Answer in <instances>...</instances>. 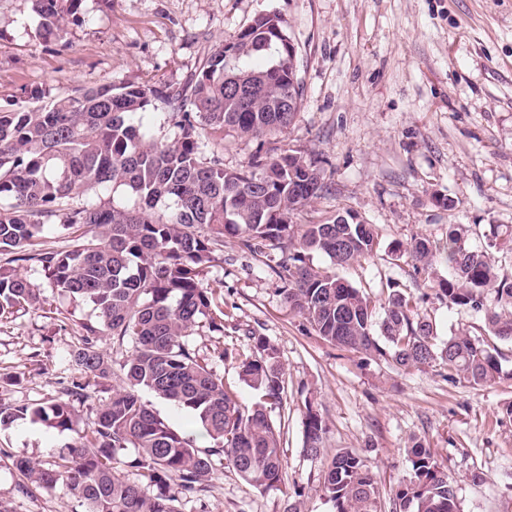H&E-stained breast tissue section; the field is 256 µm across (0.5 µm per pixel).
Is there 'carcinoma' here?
<instances>
[{
	"instance_id": "obj_1",
	"label": "carcinoma",
	"mask_w": 512,
	"mask_h": 512,
	"mask_svg": "<svg viewBox=\"0 0 512 512\" xmlns=\"http://www.w3.org/2000/svg\"><path fill=\"white\" fill-rule=\"evenodd\" d=\"M81 0H35L44 32L65 34V17ZM0 109V253L30 263L58 294L94 305L96 321L81 324V344L71 353L76 376L64 396L17 406L0 403V425L30 418L60 432L74 430V403L95 399L111 377L98 336L108 334L133 351L122 385L102 401L91 427L52 461L12 459L24 479L60 489L82 512H181L182 500L207 491L217 466L234 470L250 486L279 487L284 467L282 431L268 408L282 407L284 371L277 349L249 332L252 353L240 354V379L259 395L244 408L231 389L186 340L198 324L224 332V308L205 284L221 261L224 239L263 253L285 281L284 303L324 340L405 369L439 365L448 377L475 386L500 378L498 354L467 334L436 344L432 319L403 293L381 304L327 268L307 262L311 252L344 267L370 257L374 226L351 213L314 224L294 215L327 191L318 162L298 150L272 156L256 152L239 169L224 167L208 149L215 136L257 140L284 132L297 113L288 99L303 100L291 80L288 31L276 13L256 16L229 44L218 45L182 85L121 81L78 89L47 102ZM165 111L176 129L155 138L143 114ZM467 229L448 225L441 246L416 237L397 247L425 270L443 259L451 276L433 290L461 308L484 312L486 331L512 340V277L499 272L495 254L512 253V227L493 225L495 243L466 245ZM54 233L62 246L46 244ZM40 302V288L16 269L0 266V317ZM147 390L186 409L215 446L195 441L142 400ZM305 450L320 451L325 426L308 411ZM408 472L395 490L403 512H460L456 490L421 441L407 448ZM135 472L131 481L119 467ZM335 512H382L377 481L365 461L339 451L322 485Z\"/></svg>"
}]
</instances>
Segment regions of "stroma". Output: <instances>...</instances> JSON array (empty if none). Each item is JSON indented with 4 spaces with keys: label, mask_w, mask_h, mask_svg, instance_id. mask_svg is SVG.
Masks as SVG:
<instances>
[{
    "label": "stroma",
    "mask_w": 512,
    "mask_h": 512,
    "mask_svg": "<svg viewBox=\"0 0 512 512\" xmlns=\"http://www.w3.org/2000/svg\"><path fill=\"white\" fill-rule=\"evenodd\" d=\"M269 12L287 23L304 97L295 122L262 145L318 158L327 184L296 223L357 214L373 224L377 245L338 276L374 297L394 286L418 299L439 341L483 336L482 313L430 289L448 277L445 262L418 274L393 249L416 236L444 241L452 224L465 225L469 245L481 248L490 225L512 226V0H81L61 39L45 34L33 0H0V107L37 89L66 95L123 79L183 83L214 47ZM262 145L226 137L225 167L244 165ZM446 198L454 208L443 206ZM20 271L40 285L41 299L0 321V402L12 405L60 396L80 325L95 318L91 303L46 287L37 267ZM207 280L224 298V332L200 327L190 341L242 405L257 396L240 382L235 360L214 358L215 345L248 352L254 330L278 351L283 481L261 492L220 467L182 512H334L321 487L342 450L366 461L388 507L414 437L447 472L462 512H512V341L495 343L500 379L477 387L437 366L404 370L324 341L288 310L263 257L235 240H225L224 262ZM310 409L326 427L315 456L304 450ZM75 439L28 418L0 425V450L33 461L53 460ZM21 482L0 466V500L14 512H77L62 491L34 486L24 494Z\"/></svg>",
    "instance_id": "35a3bbf8"
}]
</instances>
